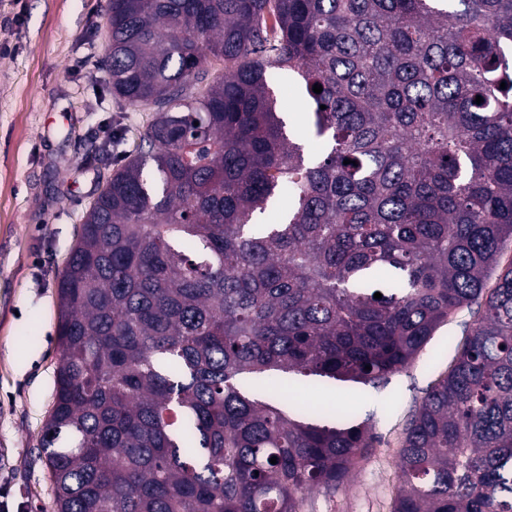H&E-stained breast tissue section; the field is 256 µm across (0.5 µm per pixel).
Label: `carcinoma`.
<instances>
[{"instance_id": "cac0c4a2", "label": "carcinoma", "mask_w": 512, "mask_h": 512, "mask_svg": "<svg viewBox=\"0 0 512 512\" xmlns=\"http://www.w3.org/2000/svg\"><path fill=\"white\" fill-rule=\"evenodd\" d=\"M108 24L112 94L154 119L60 276L55 512H300L377 437L280 380L375 387L473 304L393 512H512V0H110ZM281 112H287L289 123L293 124L297 132L302 130L305 122L302 108V96L295 84L288 82V78L280 84H274ZM289 93V100H288Z\"/></svg>"}]
</instances>
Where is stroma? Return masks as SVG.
Wrapping results in <instances>:
<instances>
[{
	"label": "stroma",
	"instance_id": "stroma-1",
	"mask_svg": "<svg viewBox=\"0 0 512 512\" xmlns=\"http://www.w3.org/2000/svg\"><path fill=\"white\" fill-rule=\"evenodd\" d=\"M108 0H0V512H53L39 456L52 407L58 281L85 212L152 119L112 94L104 65ZM473 321L458 310L386 386L364 387L359 414L382 442L345 487L307 494L301 512H392L404 428L453 363ZM325 410L348 384L289 388Z\"/></svg>",
	"mask_w": 512,
	"mask_h": 512
}]
</instances>
